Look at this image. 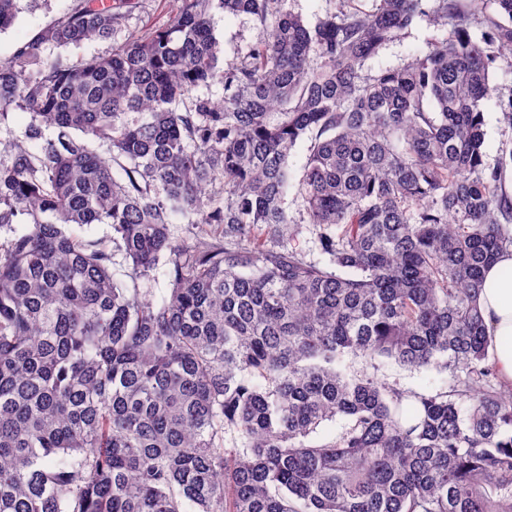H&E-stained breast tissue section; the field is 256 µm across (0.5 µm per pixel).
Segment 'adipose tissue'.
<instances>
[{
  "instance_id": "adipose-tissue-1",
  "label": "adipose tissue",
  "mask_w": 512,
  "mask_h": 512,
  "mask_svg": "<svg viewBox=\"0 0 512 512\" xmlns=\"http://www.w3.org/2000/svg\"><path fill=\"white\" fill-rule=\"evenodd\" d=\"M479 304L496 342L497 368L512 384V251L485 269Z\"/></svg>"
}]
</instances>
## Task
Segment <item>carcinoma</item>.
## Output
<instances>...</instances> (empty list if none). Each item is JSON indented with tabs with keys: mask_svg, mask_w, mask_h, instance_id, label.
<instances>
[{
	"mask_svg": "<svg viewBox=\"0 0 512 512\" xmlns=\"http://www.w3.org/2000/svg\"><path fill=\"white\" fill-rule=\"evenodd\" d=\"M374 2L309 25L286 0H175L70 63L47 50L140 8L79 0L0 61V123L29 114L0 142V512H512V387L477 303L512 248V150L485 162L482 110L512 0L478 40L442 0L448 37L366 74L422 4ZM216 9L261 30L230 67ZM303 229L325 262L290 246ZM350 356L455 379L402 389ZM310 144V138L304 136L297 141L288 158L290 182L292 185L288 189L285 206L287 207L288 217L296 224H303L307 219L302 199L297 195V184L309 154L308 148Z\"/></svg>",
	"mask_w": 512,
	"mask_h": 512,
	"instance_id": "1",
	"label": "carcinoma"
}]
</instances>
